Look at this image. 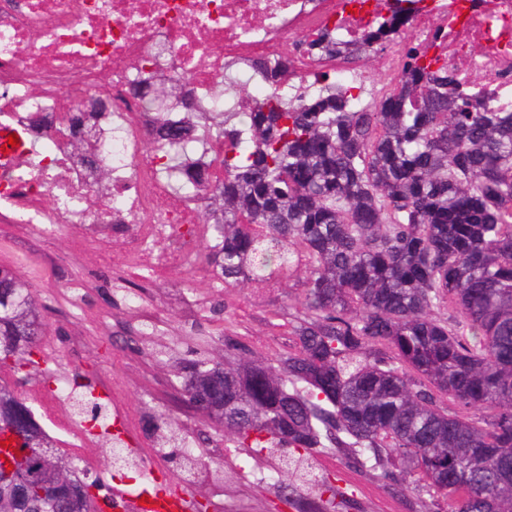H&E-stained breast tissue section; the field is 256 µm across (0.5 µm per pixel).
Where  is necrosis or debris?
I'll list each match as a JSON object with an SVG mask.
<instances>
[{
  "mask_svg": "<svg viewBox=\"0 0 512 512\" xmlns=\"http://www.w3.org/2000/svg\"><path fill=\"white\" fill-rule=\"evenodd\" d=\"M325 30L336 53L308 52ZM420 46L512 112V0H0V131L23 135L0 166V223L34 241L69 227L72 249L107 267L120 238L131 266L155 251L193 273L198 195L158 171L165 148L132 90L137 66L183 80L193 103L171 107L183 118L247 111L251 90L297 103L327 75L372 97L375 72L398 73ZM25 391L61 448L110 469L104 429L73 413L68 386L47 399L33 378Z\"/></svg>",
  "mask_w": 512,
  "mask_h": 512,
  "instance_id": "obj_1",
  "label": "necrosis or debris"
}]
</instances>
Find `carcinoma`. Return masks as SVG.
I'll list each match as a JSON object with an SVG mask.
<instances>
[{
  "label": "carcinoma",
  "instance_id": "1",
  "mask_svg": "<svg viewBox=\"0 0 512 512\" xmlns=\"http://www.w3.org/2000/svg\"><path fill=\"white\" fill-rule=\"evenodd\" d=\"M435 63L409 56L374 103L330 82L300 104L272 93L242 126L204 116L224 139L217 179L181 160L192 124L155 112L150 138L172 148L168 174L196 185L210 237L199 257L221 287L310 269L291 349L245 368L200 350L176 359L185 402L214 432L235 430L255 459L288 454L294 480L266 486L295 512H361L334 475L305 468L332 450L390 493L432 498L409 512H512V112ZM44 328L32 285L0 265V370L15 376L0 382V433L45 449L0 470V512H101L84 470L57 483L63 458L17 390L33 372L59 381L41 367ZM220 338L226 354L251 353ZM72 399L87 420L110 418L90 385ZM164 430L172 462L213 438L149 417L146 435Z\"/></svg>",
  "mask_w": 512,
  "mask_h": 512
}]
</instances>
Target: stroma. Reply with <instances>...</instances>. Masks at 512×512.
<instances>
[{
	"label": "stroma",
	"mask_w": 512,
	"mask_h": 512,
	"mask_svg": "<svg viewBox=\"0 0 512 512\" xmlns=\"http://www.w3.org/2000/svg\"><path fill=\"white\" fill-rule=\"evenodd\" d=\"M0 239L8 243L0 251V264L32 283L40 302L48 307L44 347L62 352L71 369L115 380L125 399L147 402L150 413L171 409L176 403L179 384L171 363L156 361L148 349L130 350L111 342L112 336L139 328L142 315H156L153 341L171 347L176 354L199 347L211 355H223L218 335L226 328L263 356H273L290 343L289 310L296 305L297 293L291 283L277 281L263 288L249 284L222 291L208 272L189 278L173 269L148 274L123 268L125 245L119 239L112 242L116 263L112 270L104 268L94 253L73 251L65 231L33 244L0 226ZM75 278L82 281V309L71 313L65 311L64 303ZM132 285L139 295L135 309L123 300L125 289ZM219 295L227 306L221 320H206L197 327L185 319V297H196L207 307ZM317 466L319 471L336 474L339 485L349 488L361 503L362 512H407L405 498L383 492L376 479L349 469L335 454L318 456ZM197 497L219 499L225 512L242 504L251 512H288L257 481L225 486L217 492L201 484Z\"/></svg>",
	"instance_id": "obj_1"
}]
</instances>
